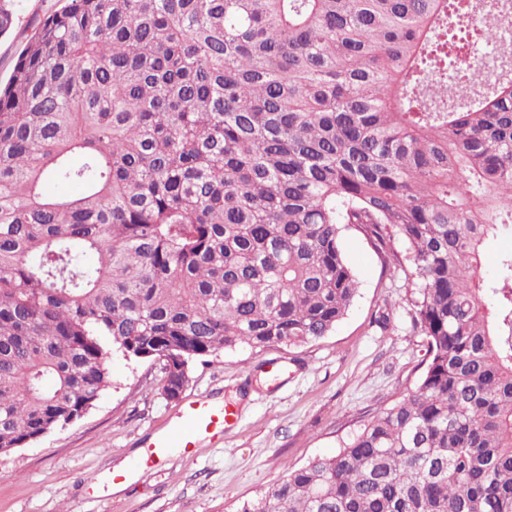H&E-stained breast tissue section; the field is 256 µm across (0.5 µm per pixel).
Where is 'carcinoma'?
Listing matches in <instances>:
<instances>
[{
  "mask_svg": "<svg viewBox=\"0 0 512 512\" xmlns=\"http://www.w3.org/2000/svg\"><path fill=\"white\" fill-rule=\"evenodd\" d=\"M512 0H69L0 86V448L81 418L115 351L329 335L342 231L406 273L414 389L235 512H512ZM48 181L82 192L53 198ZM510 250L512 251V231L509 229L502 232L487 248L486 257L481 269L485 279L490 280L495 276L498 270L497 261L499 255Z\"/></svg>",
  "mask_w": 512,
  "mask_h": 512,
  "instance_id": "obj_1",
  "label": "carcinoma"
}]
</instances>
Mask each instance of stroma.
I'll list each match as a JSON object with an SVG mask.
<instances>
[{"instance_id": "obj_1", "label": "stroma", "mask_w": 512, "mask_h": 512, "mask_svg": "<svg viewBox=\"0 0 512 512\" xmlns=\"http://www.w3.org/2000/svg\"><path fill=\"white\" fill-rule=\"evenodd\" d=\"M64 0H13L15 26L0 36V83L40 19ZM342 247L359 288L322 339L256 354L239 347L193 360L184 397L207 392L236 404L240 425L204 441L194 460L162 459L120 492L91 491L86 477L115 474L177 409L161 362L113 354L112 384L88 412L22 448L0 453V512H234L279 483L286 466L336 452L358 421L413 389L425 341L415 329L399 272L383 271L364 237ZM278 359L279 372L266 362Z\"/></svg>"}]
</instances>
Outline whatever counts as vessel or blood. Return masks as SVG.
Segmentation results:
<instances>
[{"mask_svg":"<svg viewBox=\"0 0 512 512\" xmlns=\"http://www.w3.org/2000/svg\"><path fill=\"white\" fill-rule=\"evenodd\" d=\"M238 422L235 406L208 394L191 396L171 416L165 430L145 440L149 453L139 458L133 469L144 470L154 459L172 454L193 459L202 441L223 437L225 430L236 427Z\"/></svg>","mask_w":512,"mask_h":512,"instance_id":"vessel-or-blood-1","label":"vessel or blood"}]
</instances>
